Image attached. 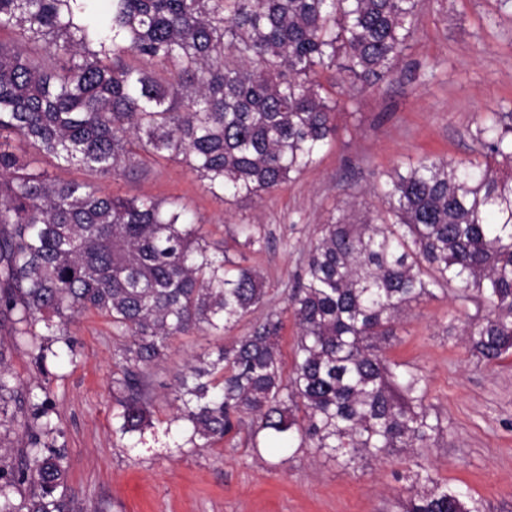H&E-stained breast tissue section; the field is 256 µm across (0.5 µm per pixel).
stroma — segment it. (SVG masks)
<instances>
[{
    "label": "stroma",
    "mask_w": 512,
    "mask_h": 512,
    "mask_svg": "<svg viewBox=\"0 0 512 512\" xmlns=\"http://www.w3.org/2000/svg\"><path fill=\"white\" fill-rule=\"evenodd\" d=\"M338 133L298 179L260 201L224 204L181 165L152 162L106 181L124 198H175L200 219L209 240L230 241L236 225H262L265 250L247 263L269 290L268 308L223 336L172 337L142 378L150 423L120 429L113 395L116 351L108 318L88 312L68 326L72 347L50 343L44 362L0 329L8 369L22 393L46 392L53 433L63 448L76 512H399L414 462L480 499L486 512H512V356L488 365L465 346L475 306L439 298L414 307L396 326L392 359L423 369L427 402L444 423L429 447L344 467L313 448H255L250 428L204 448L176 422L177 378L206 351L246 335L267 311L284 308L319 224L336 203H370L378 176L426 154L473 158L475 116L512 112V6L502 0H423L412 46L378 87L337 89Z\"/></svg>",
    "instance_id": "stroma-1"
}]
</instances>
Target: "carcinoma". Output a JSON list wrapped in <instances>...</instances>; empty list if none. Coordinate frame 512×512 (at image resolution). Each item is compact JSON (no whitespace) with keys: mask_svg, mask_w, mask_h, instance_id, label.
Wrapping results in <instances>:
<instances>
[{"mask_svg":"<svg viewBox=\"0 0 512 512\" xmlns=\"http://www.w3.org/2000/svg\"><path fill=\"white\" fill-rule=\"evenodd\" d=\"M420 0H0V327L36 343L44 324L95 310L127 342L115 379L121 430H142L144 370L168 340L224 335L267 303L258 272L211 249L176 201L122 198L36 166L104 180L159 159L181 164L224 201L262 199L322 158L336 101L321 77L373 88L413 37ZM483 161L424 156L373 188L382 211L338 207L310 242L280 312L179 378L176 419L188 443L224 440L251 418V440L317 448L352 467L426 448L444 431L427 378L391 360L412 304L452 296L484 311L463 330L487 363L512 355V113L474 120ZM260 251L258 224L238 225ZM296 327L291 367L283 315ZM0 347V423L15 418ZM18 461L0 454V512H72L65 455L42 444L45 403H32ZM403 512H484L481 500L420 463Z\"/></svg>","mask_w":512,"mask_h":512,"instance_id":"cac0c4a2","label":"carcinoma"}]
</instances>
